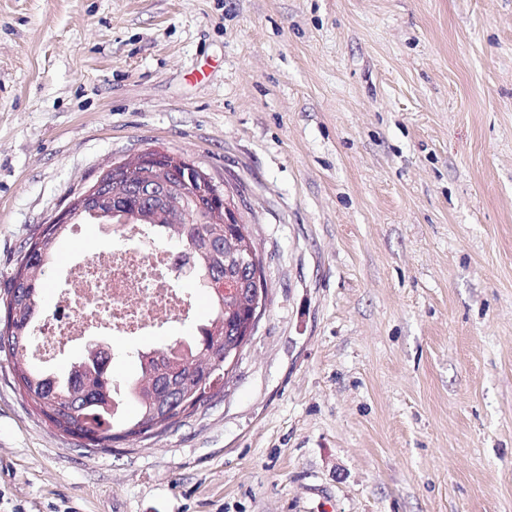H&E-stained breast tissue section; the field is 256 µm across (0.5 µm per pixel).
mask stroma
I'll list each match as a JSON object with an SVG mask.
<instances>
[{
	"mask_svg": "<svg viewBox=\"0 0 512 512\" xmlns=\"http://www.w3.org/2000/svg\"><path fill=\"white\" fill-rule=\"evenodd\" d=\"M151 149L224 192L266 310L223 392L108 452L0 354V512H512V0H0V303ZM196 327L113 340V378Z\"/></svg>",
	"mask_w": 512,
	"mask_h": 512,
	"instance_id": "stroma-1",
	"label": "stroma"
}]
</instances>
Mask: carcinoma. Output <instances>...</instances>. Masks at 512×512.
<instances>
[{
    "label": "carcinoma",
    "instance_id": "obj_1",
    "mask_svg": "<svg viewBox=\"0 0 512 512\" xmlns=\"http://www.w3.org/2000/svg\"><path fill=\"white\" fill-rule=\"evenodd\" d=\"M120 190L147 224L160 234L175 241L185 250L208 289L209 317L197 328L196 336L186 343L167 345L162 352L169 363L159 365L151 359L152 352L139 354L138 375L128 381L129 398L137 405L136 413L126 417L112 409V391L102 392L99 379L89 374L67 372L53 375L31 363L28 356L34 339V328L42 315V287L48 268L54 265L60 241L70 232L69 224H53L41 233L22 268L27 270L24 281L12 277L11 287L18 291L9 302L8 312L15 313L13 326L17 333L10 336L8 345L0 343V353L9 357L19 378L20 390L37 397V410L57 430L68 435H82L92 448L112 451V444L136 437L153 427L165 432L174 424L192 416L176 410L168 388V374L176 366L189 387L212 374L224 379V349L237 343L242 335L244 310L226 293L235 289L242 300L249 299L255 290L240 265L225 258V251L235 241L249 240L244 224L226 226L210 221L209 200L200 199L190 217L174 205L170 190L156 186L147 193L141 184L125 181L116 186L104 181L99 190L101 208H107L115 190Z\"/></svg>",
    "mask_w": 512,
    "mask_h": 512
}]
</instances>
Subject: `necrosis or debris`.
<instances>
[{
	"label": "necrosis or debris",
	"mask_w": 512,
	"mask_h": 512,
	"mask_svg": "<svg viewBox=\"0 0 512 512\" xmlns=\"http://www.w3.org/2000/svg\"><path fill=\"white\" fill-rule=\"evenodd\" d=\"M144 232V225H123L126 246L102 257L57 261L68 278L56 287L58 300L30 348L36 364L51 368L78 341L108 334L134 336L195 313L196 299L174 282L179 254L161 246L143 248Z\"/></svg>",
	"instance_id": "obj_1"
}]
</instances>
